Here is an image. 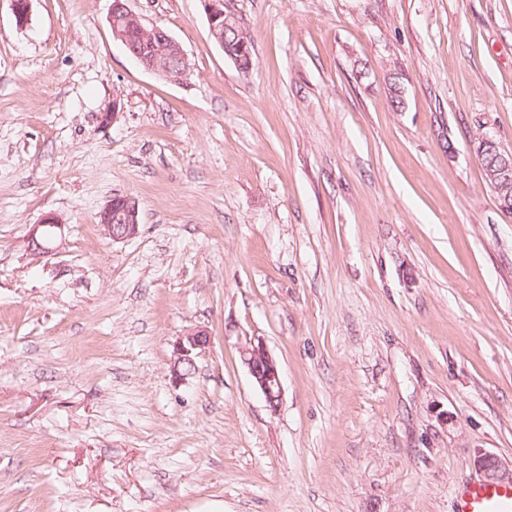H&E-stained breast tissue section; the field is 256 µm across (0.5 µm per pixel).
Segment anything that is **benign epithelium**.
<instances>
[{"mask_svg": "<svg viewBox=\"0 0 512 512\" xmlns=\"http://www.w3.org/2000/svg\"><path fill=\"white\" fill-rule=\"evenodd\" d=\"M32 0H11L17 25L24 26L30 18ZM207 7L208 28L219 46H224V0H204ZM108 23L114 38L119 40L130 57L146 70L171 81H181L189 74V64L182 46L163 28H145L140 19L129 10L126 0H112ZM498 149L493 158L491 177L512 178V152L499 151L500 144L491 138L481 139L478 152ZM98 223L112 242H125L140 231L141 218L138 202L130 196H114L98 213ZM64 225L54 215H46L30 226L26 234L29 253L41 257L53 251ZM211 343V336L198 330L179 338L173 345L170 371L174 380L186 376V369L196 366V359ZM253 384L260 390L269 409L277 411L282 400L281 370L277 360L260 338L246 342L240 351ZM475 466L490 484H512V463L503 462L496 454L480 451Z\"/></svg>", "mask_w": 512, "mask_h": 512, "instance_id": "benign-epithelium-1", "label": "benign epithelium"}]
</instances>
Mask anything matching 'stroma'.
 <instances>
[{
	"label": "stroma",
	"mask_w": 512,
	"mask_h": 512,
	"mask_svg": "<svg viewBox=\"0 0 512 512\" xmlns=\"http://www.w3.org/2000/svg\"><path fill=\"white\" fill-rule=\"evenodd\" d=\"M224 4L250 72L202 0H128L178 83L112 0H32L23 27L0 0V512H453L478 450L512 460V218L476 155L512 150V0ZM108 23L113 37L146 70L175 82L188 76L189 64L182 46L161 27L144 28L140 19L129 10L126 0L112 1ZM132 29H137L140 34L136 44L129 38ZM203 1L207 7L208 28L211 37L222 48L225 56L232 60L238 69H241L243 56L246 52L247 41V50L249 51L250 65L252 69L254 66V45L251 37L242 30L239 21L236 19L234 14L229 10L224 11V0ZM225 14L226 16L224 17ZM224 19L226 20L225 24ZM224 43L235 47L226 49ZM98 223L112 242H125L140 231L138 202L130 196H114L98 213ZM63 228L64 224L54 215H46L38 224H32L26 234L29 253L41 257L52 252ZM211 343V336L205 330L188 333L173 345L170 371L174 380H183L186 368L195 369L196 359ZM253 384L260 390L269 409L277 411L282 400L281 370L277 360L259 337L249 339L240 351Z\"/></svg>",
	"instance_id": "obj_1"
}]
</instances>
